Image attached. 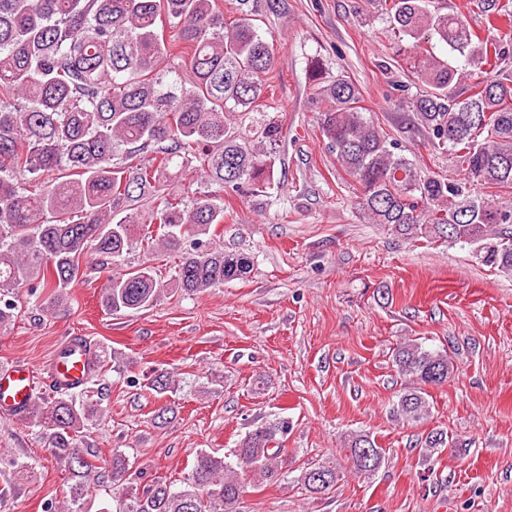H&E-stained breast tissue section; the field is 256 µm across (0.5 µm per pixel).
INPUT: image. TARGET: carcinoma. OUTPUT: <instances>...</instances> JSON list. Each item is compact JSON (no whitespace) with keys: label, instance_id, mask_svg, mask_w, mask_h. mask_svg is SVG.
Masks as SVG:
<instances>
[{"label":"carcinoma","instance_id":"cac0c4a2","mask_svg":"<svg viewBox=\"0 0 512 512\" xmlns=\"http://www.w3.org/2000/svg\"><path fill=\"white\" fill-rule=\"evenodd\" d=\"M254 0H235L228 21L219 0H0V327L12 318L23 288H49L47 301L84 276L81 258L113 261L140 240L179 254L175 288L201 292L242 280L248 254L202 240L224 223V193H268L280 187L275 162L283 141L273 111L271 75L280 59L256 23ZM484 11L512 22V0H482ZM387 16L385 33L414 39L404 61L426 86L404 97L434 150L450 153L458 177H426L388 139L361 105L359 87L344 75L326 79L311 61L308 78L318 129L328 150L358 185L365 222L402 236L461 243L485 265L512 275V206L483 189L512 191V75L506 50L474 34L457 15L429 0H365ZM171 30L165 38V29ZM454 58L437 55L432 39ZM480 71L460 98L458 80ZM205 187L187 198L183 176ZM164 285L142 264L108 279L103 307L114 314L152 306ZM398 372L413 387L398 396L397 413L417 422L429 415L427 389L453 369L447 350L404 343ZM107 354L93 349L82 392L33 398L26 418L43 429L57 462L72 474L73 512L94 468L77 439L105 413L95 386ZM176 379L156 375L149 389L174 391ZM288 421L258 427L232 459L206 449L175 485L150 480L142 493L121 452L112 454L115 512H240L246 477H282L287 449L277 436ZM384 449L367 434L348 439L355 472L368 473L358 451ZM336 459L307 463L297 481L324 494L336 485Z\"/></svg>","mask_w":512,"mask_h":512}]
</instances>
